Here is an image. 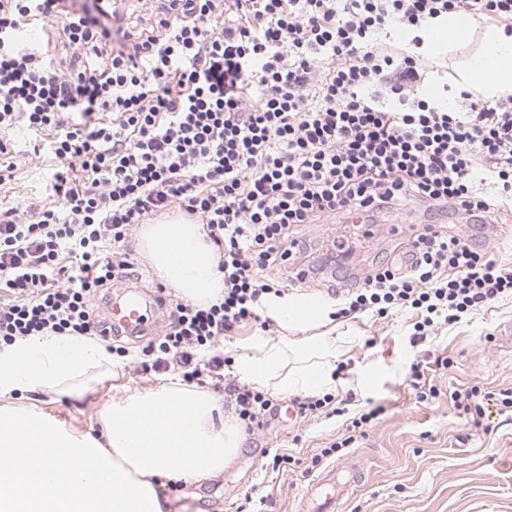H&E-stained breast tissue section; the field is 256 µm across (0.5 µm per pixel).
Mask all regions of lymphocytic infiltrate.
Listing matches in <instances>:
<instances>
[{"label":"lymphocytic infiltrate","instance_id":"lymphocytic-infiltrate-1","mask_svg":"<svg viewBox=\"0 0 512 512\" xmlns=\"http://www.w3.org/2000/svg\"><path fill=\"white\" fill-rule=\"evenodd\" d=\"M452 13L512 33V0H0V183L54 160L53 203L0 206V347L122 336L91 298L173 210L202 225L224 293L169 298L137 368L223 393L250 435L274 400L225 380L215 344L261 321L316 225L402 217L401 258L365 265L335 315L420 312L411 345L511 297L469 229L512 213V97L432 90L421 31Z\"/></svg>","mask_w":512,"mask_h":512}]
</instances>
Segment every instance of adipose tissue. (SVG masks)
<instances>
[{
    "instance_id": "adipose-tissue-1",
    "label": "adipose tissue",
    "mask_w": 512,
    "mask_h": 512,
    "mask_svg": "<svg viewBox=\"0 0 512 512\" xmlns=\"http://www.w3.org/2000/svg\"><path fill=\"white\" fill-rule=\"evenodd\" d=\"M470 35V21L452 14L425 32L424 49L435 57ZM462 87L489 100L512 96V33L486 28ZM143 245L181 298L205 304L220 297L224 282L201 225H147ZM329 313L327 303L313 298L271 296L263 303L264 316L283 327L320 326ZM345 343L341 336L261 338L239 354L234 370L262 390L322 391L336 383ZM111 365L105 347L83 336L22 338L0 349V396L43 391L78 397ZM221 412L213 394L173 380L106 404L97 436L75 434L33 406H0V512H162L158 479L217 475L241 448L236 424L216 422Z\"/></svg>"
}]
</instances>
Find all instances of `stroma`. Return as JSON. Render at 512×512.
<instances>
[{
  "label": "stroma",
  "mask_w": 512,
  "mask_h": 512,
  "mask_svg": "<svg viewBox=\"0 0 512 512\" xmlns=\"http://www.w3.org/2000/svg\"><path fill=\"white\" fill-rule=\"evenodd\" d=\"M485 28V22H476L468 42L435 59L434 83L457 85L467 57L481 46ZM49 170L47 157H32L14 180L0 186V203L49 201ZM342 230L339 224L315 230L308 261L325 278L344 281L350 270L373 258L393 257L396 238L378 228L368 249L329 259L326 239ZM417 319L407 311L383 320L354 314L320 326V333L347 340L336 359L341 370L331 389L341 401V412L290 415L284 408L287 396L276 395L278 408L267 418L265 437H246L237 456L216 477L183 481L174 491L160 486L163 512H296L321 474L317 468L306 471V462L343 438L354 416L373 408L381 411L377 425L351 447L352 454L362 458L366 476L344 499L341 512H512V414H499L494 400L501 390L512 389V351L499 347L495 339L498 326L512 322V297L473 312L414 347L409 340ZM127 347L130 359L114 357L110 376L81 398L14 393L0 396V405L33 404L73 432L98 433L105 404L159 383V374H142L132 361L141 342H128ZM438 355L447 358V367L434 365ZM417 362L439 389L438 398L417 399L409 385L410 366ZM474 385L490 395L483 428L459 414L451 399L454 391ZM281 455L288 457V464L274 468V457Z\"/></svg>",
  "instance_id": "obj_1"
}]
</instances>
